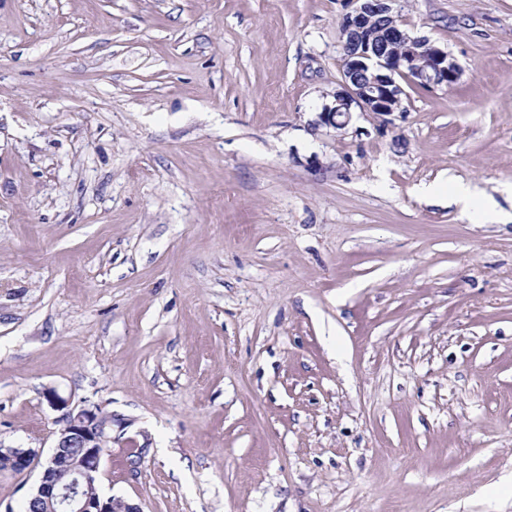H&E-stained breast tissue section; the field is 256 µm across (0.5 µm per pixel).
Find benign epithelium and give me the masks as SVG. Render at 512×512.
<instances>
[{
	"label": "benign epithelium",
	"mask_w": 512,
	"mask_h": 512,
	"mask_svg": "<svg viewBox=\"0 0 512 512\" xmlns=\"http://www.w3.org/2000/svg\"><path fill=\"white\" fill-rule=\"evenodd\" d=\"M354 2L356 6L339 24V30L348 36V41L341 42L343 90L334 95L333 104L318 113L316 130L346 129L355 106L382 116L401 111L404 90L397 82L399 77L435 89L448 86L462 74L458 62L441 47H432L424 56L416 53L414 47L425 38L411 35L399 20L384 26L383 44H377L371 32L372 18L393 13V0ZM45 398L61 412L60 428L49 464L36 491L28 496V504L40 502L46 512H141L135 505H122L100 493L97 475L105 444L112 441V425L102 422L106 410L96 404L72 407L52 389L45 392ZM35 460L29 449L0 448L1 472L29 471Z\"/></svg>",
	"instance_id": "1"
}]
</instances>
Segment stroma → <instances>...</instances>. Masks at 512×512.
Wrapping results in <instances>:
<instances>
[{"instance_id":"1","label":"stroma","mask_w":512,"mask_h":512,"mask_svg":"<svg viewBox=\"0 0 512 512\" xmlns=\"http://www.w3.org/2000/svg\"><path fill=\"white\" fill-rule=\"evenodd\" d=\"M396 7L462 74L335 134L351 0H0V512L48 389L142 512H512V0ZM449 204L461 205L465 210L480 206L479 194L468 184L455 182L447 192ZM36 455L30 449L0 448V471L21 473L35 467Z\"/></svg>"}]
</instances>
